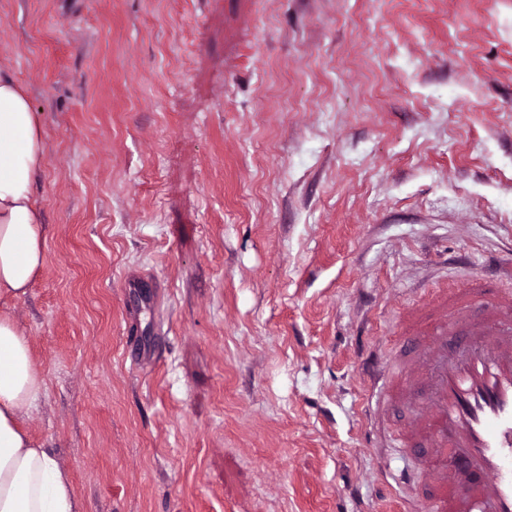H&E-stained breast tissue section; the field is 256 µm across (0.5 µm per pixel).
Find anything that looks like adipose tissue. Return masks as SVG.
<instances>
[{"label": "adipose tissue", "instance_id": "1", "mask_svg": "<svg viewBox=\"0 0 512 512\" xmlns=\"http://www.w3.org/2000/svg\"><path fill=\"white\" fill-rule=\"evenodd\" d=\"M39 112L27 89L0 69V302L27 295L45 263L34 190L43 171ZM45 388L29 337L0 311V512H83L71 474L26 428Z\"/></svg>", "mask_w": 512, "mask_h": 512}]
</instances>
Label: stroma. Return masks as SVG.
<instances>
[{
  "label": "stroma",
  "mask_w": 512,
  "mask_h": 512,
  "mask_svg": "<svg viewBox=\"0 0 512 512\" xmlns=\"http://www.w3.org/2000/svg\"><path fill=\"white\" fill-rule=\"evenodd\" d=\"M0 68L45 142L27 429L84 512H419L372 362L512 255V0H0Z\"/></svg>",
  "instance_id": "stroma-1"
}]
</instances>
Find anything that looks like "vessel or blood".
I'll list each match as a JSON object with an SVG mask.
<instances>
[{
  "label": "vessel or blood",
  "instance_id": "vessel-or-blood-1",
  "mask_svg": "<svg viewBox=\"0 0 512 512\" xmlns=\"http://www.w3.org/2000/svg\"><path fill=\"white\" fill-rule=\"evenodd\" d=\"M401 327L419 349L389 360L378 400L415 407L392 445H427L424 512H512V292L478 277ZM452 336L468 341L455 355Z\"/></svg>",
  "mask_w": 512,
  "mask_h": 512
}]
</instances>
